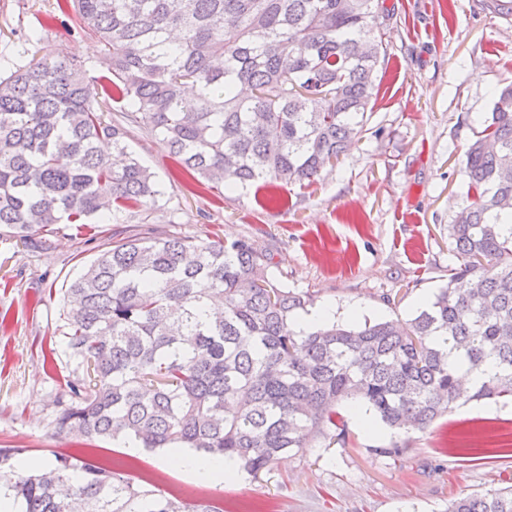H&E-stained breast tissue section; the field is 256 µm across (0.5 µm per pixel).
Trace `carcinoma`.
<instances>
[{"label": "carcinoma", "mask_w": 512, "mask_h": 512, "mask_svg": "<svg viewBox=\"0 0 512 512\" xmlns=\"http://www.w3.org/2000/svg\"><path fill=\"white\" fill-rule=\"evenodd\" d=\"M102 45L94 92L61 53L0 75V228L110 224L163 195L127 153L135 127L182 167L235 191L313 183L362 131L385 58L380 0H56ZM117 108H112V104ZM112 143V151L101 143ZM466 204L448 225L457 264L412 320L297 332L306 294L274 285L245 238H120L67 282L65 347L86 367L57 432L192 448L256 478L284 453L345 441L338 408L423 432L453 408L512 397V85L465 150ZM476 374L471 388L456 377ZM22 512H223L146 489L91 455L28 476L1 468ZM448 512H512V487L456 497Z\"/></svg>", "instance_id": "cac0c4a2"}]
</instances>
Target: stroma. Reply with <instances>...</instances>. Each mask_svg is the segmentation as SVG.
Listing matches in <instances>:
<instances>
[{
    "label": "stroma",
    "instance_id": "obj_1",
    "mask_svg": "<svg viewBox=\"0 0 512 512\" xmlns=\"http://www.w3.org/2000/svg\"><path fill=\"white\" fill-rule=\"evenodd\" d=\"M55 0H0V71L62 51L88 76L103 70L101 46ZM394 15L386 60L362 132L336 168L315 184H275L234 192L183 173L158 140L130 133L128 150L160 183L147 210L82 232L72 224L44 233L36 248L0 236V448L29 472L55 454L92 452L146 488L196 489L224 512H446L457 496L512 485V403L495 410L462 405L406 437V452L386 456L397 436L373 433L348 407L346 445L324 443L282 458L259 477L197 484L167 468L161 450L128 456L120 442L87 443L57 433L56 399L80 376L64 353V288L115 236L177 232L202 240L249 238L271 253L269 270L285 288L336 305L348 324L361 318H413L448 281L454 264L448 226L465 202V146L491 110L496 89L512 84V15L486 0H385ZM495 429L488 453L461 454L471 431Z\"/></svg>",
    "mask_w": 512,
    "mask_h": 512
}]
</instances>
